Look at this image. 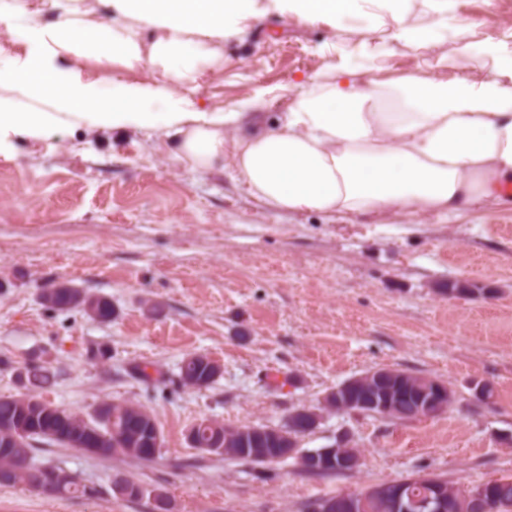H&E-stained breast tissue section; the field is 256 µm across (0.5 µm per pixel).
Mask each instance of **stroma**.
<instances>
[{
    "instance_id": "1",
    "label": "stroma",
    "mask_w": 512,
    "mask_h": 512,
    "mask_svg": "<svg viewBox=\"0 0 512 512\" xmlns=\"http://www.w3.org/2000/svg\"><path fill=\"white\" fill-rule=\"evenodd\" d=\"M487 35L512 26V0H460ZM342 36L275 16L224 43V70L197 95L206 107L265 99L280 122L292 81L337 63ZM63 282L110 301L112 320L48 309L40 290ZM468 294L448 295V284ZM59 373L45 393L89 415L104 401L139 403L162 434L153 461H106L46 445L37 462L77 473L91 496L0 485V512H310V504L412 474L464 487L512 477V207L433 217L343 222L275 213L232 167L201 174L171 140L77 129L14 141L0 153V397L20 396L34 354ZM221 372L211 387L179 382L184 358ZM145 364V385L133 374ZM393 367L442 381L450 409L404 421L323 415L301 449L348 431L362 452L344 475L305 473L296 460L257 467L190 447V427L282 424L321 406L347 379ZM491 383L492 404L476 401ZM140 485L131 499L114 479Z\"/></svg>"
}]
</instances>
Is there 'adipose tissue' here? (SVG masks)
<instances>
[{
	"label": "adipose tissue",
	"instance_id": "ef3b65f1",
	"mask_svg": "<svg viewBox=\"0 0 512 512\" xmlns=\"http://www.w3.org/2000/svg\"><path fill=\"white\" fill-rule=\"evenodd\" d=\"M109 10L97 16V2ZM55 22L0 0L20 53L0 59V151L16 138L133 129L174 139L176 158L209 173L232 163L276 213L453 220L507 200L512 187V30L494 39L458 18L457 0H52ZM324 23L360 56L301 81L279 125L265 102L203 109L202 77L224 69V42L270 15ZM455 42L457 75L417 69L364 78L391 43L426 56ZM482 56L483 76L468 74ZM99 63L84 73L81 61Z\"/></svg>",
	"mask_w": 512,
	"mask_h": 512
}]
</instances>
